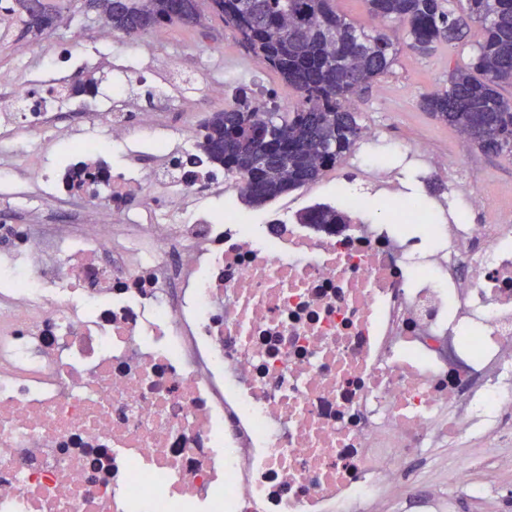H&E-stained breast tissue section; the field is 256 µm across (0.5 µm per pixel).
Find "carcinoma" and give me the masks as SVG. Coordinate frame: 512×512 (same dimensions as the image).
Listing matches in <instances>:
<instances>
[{"instance_id": "1", "label": "carcinoma", "mask_w": 512, "mask_h": 512, "mask_svg": "<svg viewBox=\"0 0 512 512\" xmlns=\"http://www.w3.org/2000/svg\"><path fill=\"white\" fill-rule=\"evenodd\" d=\"M368 13L394 25L391 31L358 28L346 21L336 0H209L212 13L238 36L259 62L299 94L290 112L259 103L239 88L235 105L205 121L197 149L224 174L243 183L252 206L319 179L351 153L362 126L353 99L390 72L400 44L418 53L460 40L478 22L484 38L466 67L456 69L448 87L422 97L421 107L457 130L484 152L512 153V0H364ZM100 14H112V28L131 38L162 24L196 26L202 12L195 0H93ZM57 12L26 16L28 29L56 25ZM404 42H399V39ZM273 115L266 122L264 116ZM301 224H349L342 208L318 205L301 212Z\"/></svg>"}]
</instances>
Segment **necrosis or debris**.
Segmentation results:
<instances>
[{
    "mask_svg": "<svg viewBox=\"0 0 512 512\" xmlns=\"http://www.w3.org/2000/svg\"><path fill=\"white\" fill-rule=\"evenodd\" d=\"M65 87L0 75L12 124L54 126ZM112 138L154 128L93 112ZM171 178L113 173L79 142L69 168L110 173L105 219L66 234L0 224V512H455L497 493L451 467L415 502L409 463L444 446H512V224L443 223L431 249L342 202L348 224L216 223L175 206L217 172L168 152ZM146 208L149 224L131 221Z\"/></svg>",
    "mask_w": 512,
    "mask_h": 512,
    "instance_id": "necrosis-or-debris-1",
    "label": "necrosis or debris"
}]
</instances>
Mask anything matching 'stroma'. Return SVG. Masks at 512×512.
I'll list each match as a JSON object with an SVG mask.
<instances>
[{
  "instance_id": "stroma-1",
  "label": "stroma",
  "mask_w": 512,
  "mask_h": 512,
  "mask_svg": "<svg viewBox=\"0 0 512 512\" xmlns=\"http://www.w3.org/2000/svg\"><path fill=\"white\" fill-rule=\"evenodd\" d=\"M53 2L61 21L41 34L27 31L17 13L0 21V71L11 72L18 82H72L74 68L64 55L75 51L89 62L84 78L97 82L101 89L115 82L126 83L130 106L152 107L157 91L166 90L171 105L158 110L156 125L168 129L205 121L212 113L224 110L234 103L241 85L250 87L259 100L274 101L284 112L298 102L297 93L248 55L219 17L206 15L203 24L196 27L167 24L133 39L122 36L108 47L97 38L102 17L89 8L87 0ZM481 38L482 29L474 23L462 40L437 44L429 54L402 50L391 71L356 99L361 126L382 132L375 150L391 173L388 180L373 182L365 169L341 163L323 172L317 181L261 207L246 205L238 192L221 186L183 196L181 206L206 218L239 212L262 228L295 218L318 202L335 204L340 192H360L367 198L366 211L372 222L383 224L390 199L417 197L426 206H440L453 191L464 206L468 197L461 187L472 182L485 186L497 208H512V155L475 148L461 151L458 132L420 107L424 95L447 87L449 73L470 61L472 48ZM227 78L234 84L226 94L211 96L209 86ZM87 111L82 101H72L64 107L65 117L50 138L39 141L18 128L7 144H0V198L10 197L16 203L14 210L0 209V222L68 224L73 214L84 213L86 206L80 201L71 202L68 210L58 209L40 175L42 169L65 159L76 141L96 144L116 172L130 171L135 153L150 151L153 132H137L119 143L100 126L85 123ZM415 138L432 144L433 158L408 161L396 156L398 145ZM495 466L502 480L497 497L482 502L460 499L456 512H504V502L512 500V449L499 454Z\"/></svg>"
}]
</instances>
